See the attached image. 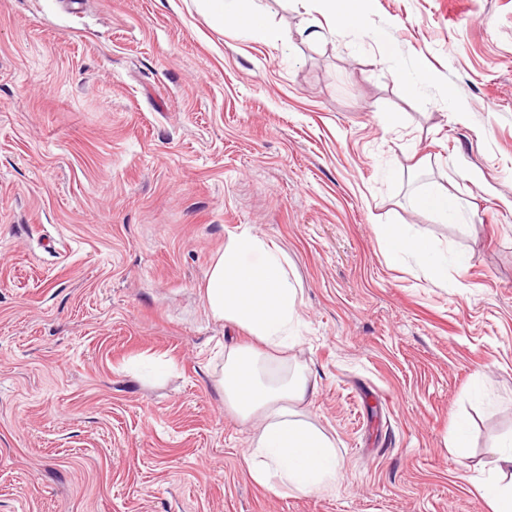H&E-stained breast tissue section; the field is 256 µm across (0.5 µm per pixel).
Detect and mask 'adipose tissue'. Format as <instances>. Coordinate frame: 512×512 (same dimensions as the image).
I'll use <instances>...</instances> for the list:
<instances>
[{
  "instance_id": "adipose-tissue-1",
  "label": "adipose tissue",
  "mask_w": 512,
  "mask_h": 512,
  "mask_svg": "<svg viewBox=\"0 0 512 512\" xmlns=\"http://www.w3.org/2000/svg\"><path fill=\"white\" fill-rule=\"evenodd\" d=\"M365 0H300L306 10L331 16L327 28L312 30L321 39L340 26H360ZM215 27L240 24L253 40L263 41L269 27L258 0H201ZM377 237L392 261L413 253L427 260L435 279L447 280L448 260L435 255L423 237L395 224H380ZM211 316L246 329L252 343L225 347L218 386L224 403L257 435L244 455L250 476L269 487L300 492L335 491L340 484L333 442L305 417L318 384L306 372L267 376L265 362L288 345V330L298 317L297 290L288 280L282 254L249 231L231 235L211 265L205 285ZM480 490L492 512H512V440L499 446L494 472Z\"/></svg>"
}]
</instances>
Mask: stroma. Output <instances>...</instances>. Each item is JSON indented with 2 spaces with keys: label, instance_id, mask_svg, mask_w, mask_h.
I'll return each instance as SVG.
<instances>
[{
  "label": "stroma",
  "instance_id": "1",
  "mask_svg": "<svg viewBox=\"0 0 512 512\" xmlns=\"http://www.w3.org/2000/svg\"><path fill=\"white\" fill-rule=\"evenodd\" d=\"M0 0V512H491L512 437V0H367L321 41L198 0ZM391 60H384L385 50ZM437 182L465 221L416 204ZM400 224L448 280L386 256ZM273 241L336 492L243 464L206 309L230 235ZM465 447L454 445L458 424ZM218 28L228 23L240 24L253 40L263 41L269 37V27L262 6L256 0H198ZM245 2H249L245 7ZM377 237L392 261H399L405 254L413 253L430 263L431 274L437 280H448L447 257L436 256L432 244L423 237L409 235L397 224H380ZM493 476L478 490L488 500L492 512L512 511V439L498 446ZM510 479V480H509ZM509 480V481H508Z\"/></svg>",
  "mask_w": 512,
  "mask_h": 512
}]
</instances>
